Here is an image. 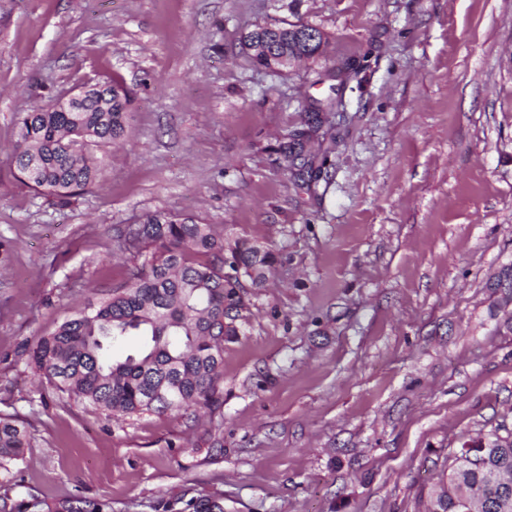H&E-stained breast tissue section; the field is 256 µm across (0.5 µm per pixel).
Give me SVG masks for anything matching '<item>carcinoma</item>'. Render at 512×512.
<instances>
[{
    "label": "carcinoma",
    "instance_id": "obj_1",
    "mask_svg": "<svg viewBox=\"0 0 512 512\" xmlns=\"http://www.w3.org/2000/svg\"><path fill=\"white\" fill-rule=\"evenodd\" d=\"M251 62L263 69L285 56L293 65L321 55L319 28L282 20L257 24L244 37ZM112 111L87 97L73 108L24 112L10 158L20 182L53 191L58 205L105 182L97 151L127 143L132 97L114 80ZM116 247L134 262L128 279L78 309L30 351L49 382L108 416L223 404L224 342L240 334L248 288L260 287L275 262L267 247L231 241L224 230L192 217L155 212L121 231ZM25 429L0 420V468L22 459ZM449 465L420 495L422 512H512V432L476 438L448 450ZM192 512H224V496L191 498ZM107 504L68 501L48 512H106Z\"/></svg>",
    "mask_w": 512,
    "mask_h": 512
}]
</instances>
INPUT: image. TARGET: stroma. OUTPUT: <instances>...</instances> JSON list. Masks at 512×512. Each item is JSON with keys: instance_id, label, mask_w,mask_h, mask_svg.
<instances>
[{"instance_id": "stroma-1", "label": "stroma", "mask_w": 512, "mask_h": 512, "mask_svg": "<svg viewBox=\"0 0 512 512\" xmlns=\"http://www.w3.org/2000/svg\"><path fill=\"white\" fill-rule=\"evenodd\" d=\"M282 20L325 54L254 66L243 34ZM112 77L135 116L105 186L63 208L21 184L17 114ZM156 211L276 255L217 415L110 418L28 362L126 279L114 240ZM510 264L512 0H0V418L30 436L0 494L29 512H417L449 449L512 430Z\"/></svg>"}]
</instances>
